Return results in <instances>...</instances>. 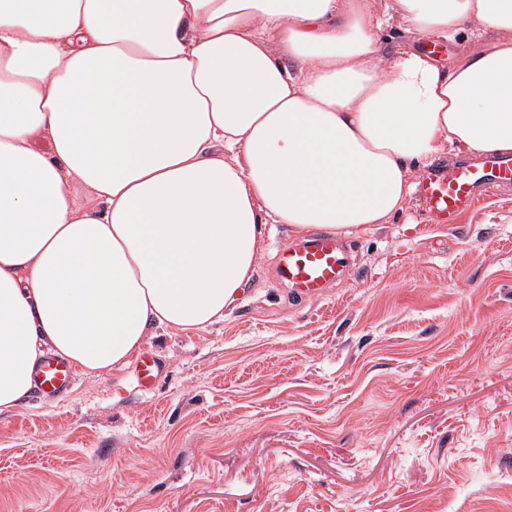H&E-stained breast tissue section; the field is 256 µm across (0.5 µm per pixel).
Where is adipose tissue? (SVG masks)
Returning a JSON list of instances; mask_svg holds the SVG:
<instances>
[{"mask_svg": "<svg viewBox=\"0 0 512 512\" xmlns=\"http://www.w3.org/2000/svg\"><path fill=\"white\" fill-rule=\"evenodd\" d=\"M396 17L501 36L448 67ZM445 149L512 154V0H0V412L45 355L222 320L266 225L384 223ZM426 39L434 41L433 37L420 33L407 32L405 25L395 20L384 36L383 47L387 51H396L409 46H422Z\"/></svg>", "mask_w": 512, "mask_h": 512, "instance_id": "ef3b65f1", "label": "adipose tissue"}]
</instances>
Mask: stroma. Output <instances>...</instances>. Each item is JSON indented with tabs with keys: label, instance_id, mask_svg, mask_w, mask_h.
Instances as JSON below:
<instances>
[{
	"label": "stroma",
	"instance_id": "35a3bbf8",
	"mask_svg": "<svg viewBox=\"0 0 512 512\" xmlns=\"http://www.w3.org/2000/svg\"><path fill=\"white\" fill-rule=\"evenodd\" d=\"M267 225L222 321L0 413V512H512V188L347 235L325 295L279 284ZM162 372L159 359L150 351L143 352L135 367L137 386L143 390L154 387Z\"/></svg>",
	"mask_w": 512,
	"mask_h": 512
}]
</instances>
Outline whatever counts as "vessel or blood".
I'll return each mask as SVG.
<instances>
[{
    "mask_svg": "<svg viewBox=\"0 0 512 512\" xmlns=\"http://www.w3.org/2000/svg\"><path fill=\"white\" fill-rule=\"evenodd\" d=\"M490 184L512 186V158L437 165L418 177L417 193L432 221L454 224L474 204L480 189ZM350 262L351 255L340 238L323 232L280 248L275 272L278 281L296 297L316 298L344 280ZM162 372L158 358L152 352H143L135 367L137 386L144 390L154 387ZM35 381L42 396L55 398L69 391L73 371L64 359L47 356L35 368Z\"/></svg>",
    "mask_w": 512,
    "mask_h": 512,
    "instance_id": "obj_1",
    "label": "vessel or blood"
}]
</instances>
